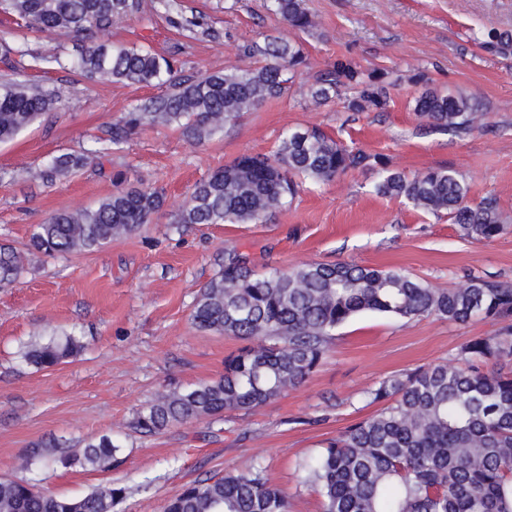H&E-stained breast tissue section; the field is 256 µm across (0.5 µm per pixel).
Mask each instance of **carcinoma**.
I'll use <instances>...</instances> for the list:
<instances>
[{"instance_id":"obj_1","label":"carcinoma","mask_w":512,"mask_h":512,"mask_svg":"<svg viewBox=\"0 0 512 512\" xmlns=\"http://www.w3.org/2000/svg\"><path fill=\"white\" fill-rule=\"evenodd\" d=\"M288 25L315 27L302 0H270ZM141 0H0V11L43 32L77 37L71 56L44 57L27 47L0 44V54L28 56L38 66L53 62L93 79L141 85L167 84L169 91L141 100L112 126L119 146L142 125H178L202 144L224 134L244 114L287 94L307 64L303 45L280 36L244 46L256 62L196 77L178 75L176 60L97 40L140 10ZM357 91L351 108L383 107L386 96L374 77L338 62L308 86L325 102ZM54 90L25 81L0 82V142L50 110ZM478 103L434 88L415 98L414 110L433 127L455 134L473 129ZM88 148L55 157L37 177L52 184L96 163ZM379 167L374 192L403 198L415 209L445 213L469 234L489 240L502 231L497 204L476 206L467 188L446 168L407 175L379 158L348 148L318 128L292 131L274 159L243 155L199 181L174 217L176 224H263L288 205L296 179L326 182L350 169ZM164 205L148 188H118L94 210L60 212L37 225L29 247L48 255L92 252L139 232ZM22 258L0 247V287L23 273ZM373 312L395 319L436 315L466 325L477 316L512 315V286L481 278L466 288L440 290L400 270L352 264H308L291 271L257 273L246 259L227 252L224 268L200 289L192 320L197 328L249 341L224 362V375L185 392L158 399L139 413L135 427L156 433L174 422L216 416L226 410L263 406L299 386L326 355L334 332L355 316ZM75 336L36 341L23 359L53 367L75 356ZM459 355L468 367L438 363L395 375L367 392L381 407L330 442L302 465L303 482L316 486L323 512H512V372L485 366L512 361V327L475 336ZM55 440L34 444L32 457L49 467L75 465L108 470L118 446L102 437L81 456L59 451ZM121 488L96 490L81 499L43 493L28 482L0 481V512H112ZM166 512H289L288 499L258 464L197 482L174 496Z\"/></svg>"}]
</instances>
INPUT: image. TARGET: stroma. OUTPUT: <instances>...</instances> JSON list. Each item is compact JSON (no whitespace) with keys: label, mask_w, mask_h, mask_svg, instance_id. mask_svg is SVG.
Instances as JSON below:
<instances>
[{"label":"stroma","mask_w":512,"mask_h":512,"mask_svg":"<svg viewBox=\"0 0 512 512\" xmlns=\"http://www.w3.org/2000/svg\"><path fill=\"white\" fill-rule=\"evenodd\" d=\"M155 0L108 32L109 41L174 57L184 74L244 65V45L293 31L267 0ZM317 28L303 35L308 65L281 98L245 114L224 137L198 144L177 126L147 124L99 165L46 185L12 174L36 171L54 157L108 145L112 125L160 86L89 80L40 66L21 72L0 60V81L19 78L59 87L54 108L13 140L0 143V246L23 253L25 271L0 288V480H25L58 497L106 487L123 496L112 512H164L184 487L262 464L291 512H323L301 464L347 427L372 415L367 391L394 375L457 359L480 334L512 326V316L459 325L437 316L395 320L363 313L339 328L316 370L298 387L253 410L170 424L153 435L134 427L162 395L224 373L243 340L198 329L192 311L201 286L234 250L259 272L310 263L400 268L432 287L457 290L472 278L512 284V0H304ZM204 17L210 38L186 22ZM46 55L70 53L71 36L17 27L0 14V41ZM351 62L388 84L384 109L357 112L348 97L317 104L304 89L336 62ZM427 87L475 97L470 133L432 128L414 112ZM320 126L338 142L381 157L406 174L445 166L468 187L472 203L496 199L504 219L490 240L466 234L447 215L376 195V175L350 170L306 182L264 224H177L173 218L196 182L244 154L274 155L289 131ZM125 185L160 191L165 203L150 224L106 247L50 257L27 250L36 225L55 213L95 207ZM72 334L83 351L36 368L21 356L37 337ZM118 446L109 470L33 464L34 443L52 438L81 455L88 441Z\"/></svg>","instance_id":"35a3bbf8"}]
</instances>
